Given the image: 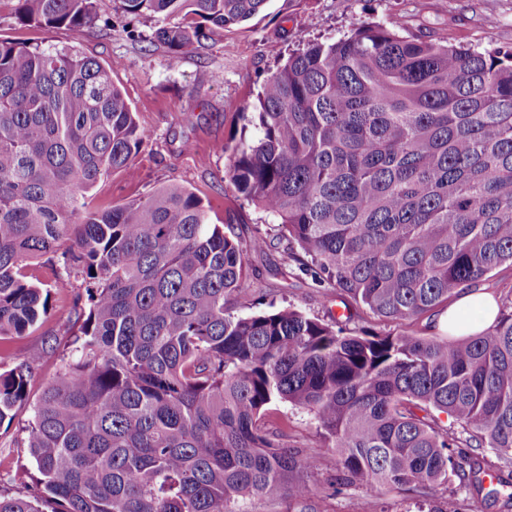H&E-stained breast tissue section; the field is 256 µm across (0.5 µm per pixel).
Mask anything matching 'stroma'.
<instances>
[{
  "instance_id": "35a3bbf8",
  "label": "stroma",
  "mask_w": 512,
  "mask_h": 512,
  "mask_svg": "<svg viewBox=\"0 0 512 512\" xmlns=\"http://www.w3.org/2000/svg\"><path fill=\"white\" fill-rule=\"evenodd\" d=\"M14 7L13 0H0V39L75 44L111 66L114 82L149 134L129 167L93 189L95 204L112 206L180 186L204 201L211 223L234 220L243 237L263 227L266 217L248 205L234 207L224 181V156L212 147L240 130L239 114L252 111L264 78L293 50L340 38L362 23L384 24L432 42L481 49L512 45V0H270L254 18L178 55L149 43L153 19L126 22L115 0L95 3L99 19L110 21V28L81 35L20 25ZM282 261L277 250L249 259L247 296L255 310L289 306L324 319L342 314L339 298L299 270H292L284 285L273 284L268 270ZM270 418L287 424L291 441L316 460L304 475L315 512H443L451 495L460 512H512L502 486L478 495L460 486L452 492L441 486L401 490L348 481L306 410L280 405Z\"/></svg>"
}]
</instances>
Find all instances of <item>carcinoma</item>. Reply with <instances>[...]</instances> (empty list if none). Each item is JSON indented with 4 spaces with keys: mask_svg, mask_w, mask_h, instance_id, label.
Masks as SVG:
<instances>
[{
    "mask_svg": "<svg viewBox=\"0 0 512 512\" xmlns=\"http://www.w3.org/2000/svg\"><path fill=\"white\" fill-rule=\"evenodd\" d=\"M14 2L22 25L79 35L98 21L94 0ZM117 2L156 20L152 42L177 54L269 0ZM241 119L220 146L224 181L271 218L265 229L245 239L212 224L178 186L96 208L89 190L148 139L112 67L0 40V345L56 315L75 327L0 370V425L30 407L17 444L37 470L33 495L0 493V512L305 503L312 488L290 475L315 460L265 420L277 404L310 412L354 480L480 493L487 473L512 477V303L473 336L419 328L512 268V48L363 24L290 55ZM274 249L344 306L406 330L351 332L292 308L233 314L248 256ZM34 261L81 291L55 297Z\"/></svg>",
    "mask_w": 512,
    "mask_h": 512,
    "instance_id": "carcinoma-1",
    "label": "carcinoma"
}]
</instances>
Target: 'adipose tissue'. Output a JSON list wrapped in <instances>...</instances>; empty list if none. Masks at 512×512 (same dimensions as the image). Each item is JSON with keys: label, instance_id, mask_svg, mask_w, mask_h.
<instances>
[{"label": "adipose tissue", "instance_id": "1", "mask_svg": "<svg viewBox=\"0 0 512 512\" xmlns=\"http://www.w3.org/2000/svg\"><path fill=\"white\" fill-rule=\"evenodd\" d=\"M498 312V303L492 294L479 288L464 289L436 316L433 328L452 336H470L493 325Z\"/></svg>", "mask_w": 512, "mask_h": 512}]
</instances>
